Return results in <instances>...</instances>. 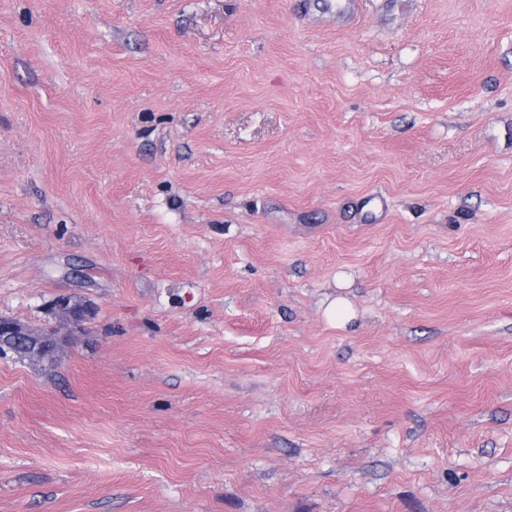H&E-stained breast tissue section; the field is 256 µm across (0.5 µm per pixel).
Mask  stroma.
Returning <instances> with one entry per match:
<instances>
[{
	"mask_svg": "<svg viewBox=\"0 0 512 512\" xmlns=\"http://www.w3.org/2000/svg\"><path fill=\"white\" fill-rule=\"evenodd\" d=\"M322 3L0 0V512H512V0ZM54 310L59 317L74 325L94 315V309L89 303L73 296L59 297L54 303ZM11 341L16 345L27 346L36 357L48 354L45 359H49L59 349L63 339L56 329L38 332L20 322L1 317L0 347L11 349Z\"/></svg>",
	"mask_w": 512,
	"mask_h": 512,
	"instance_id": "35a3bbf8",
	"label": "stroma"
}]
</instances>
